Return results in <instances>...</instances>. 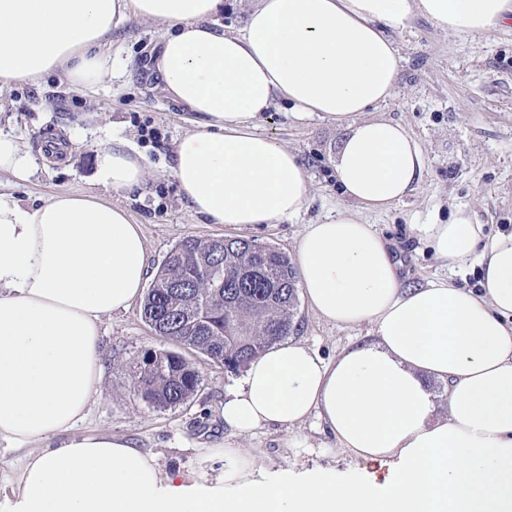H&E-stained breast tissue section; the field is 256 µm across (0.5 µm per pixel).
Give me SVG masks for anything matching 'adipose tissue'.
<instances>
[{
	"mask_svg": "<svg viewBox=\"0 0 512 512\" xmlns=\"http://www.w3.org/2000/svg\"><path fill=\"white\" fill-rule=\"evenodd\" d=\"M223 5L0 0V90L58 71L73 90L93 89L120 76L106 49L115 29L161 24L153 66L193 115L169 170L208 224H282L306 210L309 168L257 130L277 101L295 119L345 128L333 159L341 200L305 225L293 262L319 318L371 325L374 339L329 360L276 343L220 415L239 436L317 416L357 465L271 472L228 448L223 475L207 480L126 437L77 433L103 377L101 320L143 296L142 228L94 194L37 207L0 194V447L22 453L0 512H512V232L486 238L468 206L415 225L449 274L404 288L366 221L401 203L426 166L406 127L374 114L397 81L395 34L420 15L488 38L512 20V0H257L235 33L217 21ZM148 173L124 138L96 155L95 180L112 196ZM474 264L478 289L457 286L453 274Z\"/></svg>",
	"mask_w": 512,
	"mask_h": 512,
	"instance_id": "1",
	"label": "adipose tissue"
}]
</instances>
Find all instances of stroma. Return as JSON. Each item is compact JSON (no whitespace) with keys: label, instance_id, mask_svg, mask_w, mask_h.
<instances>
[{"label":"stroma","instance_id":"obj_1","mask_svg":"<svg viewBox=\"0 0 512 512\" xmlns=\"http://www.w3.org/2000/svg\"><path fill=\"white\" fill-rule=\"evenodd\" d=\"M162 28L128 20L112 36L109 49L124 75L97 90L75 92L65 79L50 74L37 85L0 91V129L14 133L37 167L28 181L0 173V194L31 206L59 192L101 193L95 181V157L113 136L133 142L164 170L170 149L191 129L192 116L169 99L154 71L151 53ZM399 75L380 116L403 123L421 142L427 156L420 184L396 208L372 214L368 223L392 245L401 263L402 283L425 284L443 276L431 251L416 237L414 225L447 217L451 207L478 211L484 232L493 237L512 231V29L479 39L446 34L422 17L397 34ZM287 105L265 113L259 129L293 149L313 175L312 198L299 220L244 227L205 223L178 193L172 175L152 178L120 203L141 225L150 272H157L169 250L183 238L206 240L244 236L293 253L305 223L317 220L338 201L331 158L344 135L336 124L315 117L297 120ZM156 129L158 141L143 137ZM292 340L331 359L350 343L369 337V325L341 328L327 323L306 304H298ZM103 394L90 417L79 424L84 434L112 433L142 450L157 454L161 464L180 467L205 479L224 470L222 448L230 444L258 455L272 470L297 463L346 470L350 459L334 453L335 442L317 418L294 431L262 428L238 436L226 427L219 409L227 392L238 386L242 371H228L203 359L195 365L202 384L189 401L175 409L148 406L132 390L129 361L164 340L154 336L140 306L102 320ZM306 447H297V440Z\"/></svg>","mask_w":512,"mask_h":512}]
</instances>
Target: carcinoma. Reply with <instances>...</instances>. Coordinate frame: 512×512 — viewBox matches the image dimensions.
I'll use <instances>...</instances> for the list:
<instances>
[{
    "mask_svg": "<svg viewBox=\"0 0 512 512\" xmlns=\"http://www.w3.org/2000/svg\"><path fill=\"white\" fill-rule=\"evenodd\" d=\"M182 289L211 308L204 330L195 328L194 306ZM297 299V271L278 247L243 236L181 240L167 253L142 306L144 321L159 324L158 336L176 350L145 371L133 360V390H143L141 399L159 410L185 404L202 378L182 351L205 350L215 364L244 368L290 334Z\"/></svg>",
    "mask_w": 512,
    "mask_h": 512,
    "instance_id": "cac0c4a2",
    "label": "carcinoma"
}]
</instances>
